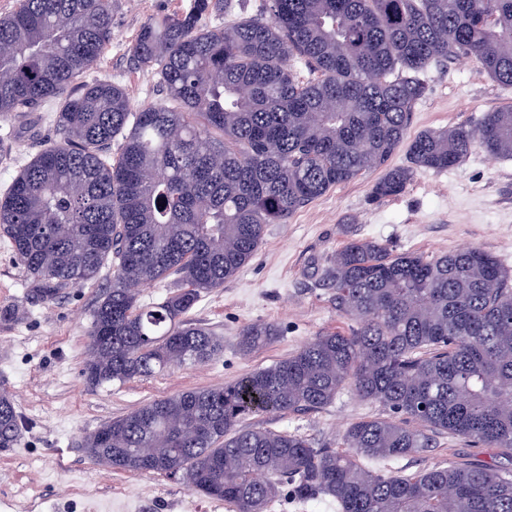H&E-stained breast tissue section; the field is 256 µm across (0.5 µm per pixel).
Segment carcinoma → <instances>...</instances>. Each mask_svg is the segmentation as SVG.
Segmentation results:
<instances>
[{"label": "carcinoma", "mask_w": 512, "mask_h": 512, "mask_svg": "<svg viewBox=\"0 0 512 512\" xmlns=\"http://www.w3.org/2000/svg\"><path fill=\"white\" fill-rule=\"evenodd\" d=\"M227 5L190 0L141 28L131 60L156 71L166 97L137 112L120 85L85 80L112 41V0H21L0 16V118L62 98L50 116L61 138L0 196V233L43 301L112 265L88 330L82 376L93 387L220 355L222 341L187 320L201 293L253 258L266 225L333 187L384 167L377 203L403 194L415 170L452 168L476 147L512 158V107L407 138L433 64L473 58L512 86V0H267L269 21L200 25ZM299 65L319 77L299 81ZM404 143L406 163L387 167ZM170 276L162 301L138 304V289ZM324 279L348 331L113 418L84 441L88 456L115 471L179 473L236 512H268L282 497H329L338 512H512L511 467L372 466L445 435L512 450V272L479 248L426 256L354 238ZM277 335L251 323L238 350ZM346 386L386 416L352 423L341 450L245 424L324 409ZM21 436L0 393V448Z\"/></svg>", "instance_id": "cac0c4a2"}]
</instances>
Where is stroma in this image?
I'll use <instances>...</instances> for the list:
<instances>
[{
	"label": "stroma",
	"mask_w": 512,
	"mask_h": 512,
	"mask_svg": "<svg viewBox=\"0 0 512 512\" xmlns=\"http://www.w3.org/2000/svg\"><path fill=\"white\" fill-rule=\"evenodd\" d=\"M188 3L112 0V42L92 76L123 87L135 109L164 98L157 76L133 64L129 46L150 18L181 11ZM422 79L424 93L408 126L412 136L430 128L472 127L484 113L512 106V86L493 81L474 59L430 67ZM5 137L12 152L0 156V192L59 134L34 119H0V139ZM380 176L377 170L364 173L301 208L287 223L267 225L249 263L223 287L202 293L189 318L223 338L220 358L102 388L88 387L82 368L89 357L91 315L110 286L111 269H103L95 283L66 289L45 302L33 294L8 238L0 235V391L12 397L24 427L20 441L0 448V503H11L10 512H28L20 495L28 488L40 498L39 512H84L90 494L110 504L112 512H234L227 503L193 492L181 477L117 472L98 464L87 456L83 441L103 423L144 403L233 383L320 333L347 330L322 269L350 238L430 256L477 247L512 270V159L477 148L447 170H416L405 193L369 203ZM258 321L277 324L279 334L251 355H241L238 333ZM381 412L347 387L322 410L260 415L251 422L338 449L351 423ZM448 460L512 461L500 449L443 437L437 448L406 457L398 467L409 474Z\"/></svg>",
	"instance_id": "1"
}]
</instances>
